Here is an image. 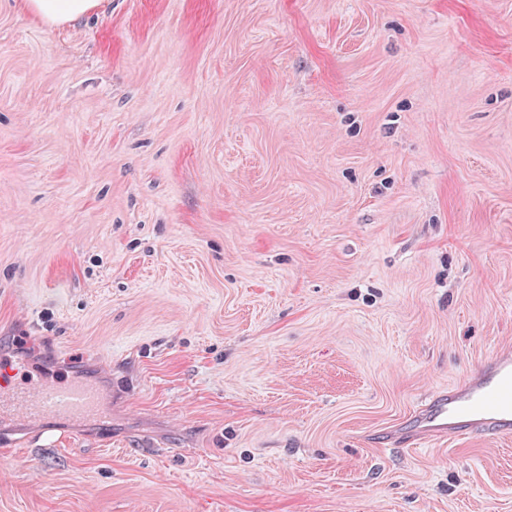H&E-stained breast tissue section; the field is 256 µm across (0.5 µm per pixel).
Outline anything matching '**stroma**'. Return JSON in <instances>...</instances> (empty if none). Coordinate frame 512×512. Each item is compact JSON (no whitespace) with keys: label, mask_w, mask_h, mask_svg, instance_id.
Here are the masks:
<instances>
[{"label":"stroma","mask_w":512,"mask_h":512,"mask_svg":"<svg viewBox=\"0 0 512 512\" xmlns=\"http://www.w3.org/2000/svg\"><path fill=\"white\" fill-rule=\"evenodd\" d=\"M512 349V0H0V512H512V436L380 447ZM102 0H20V6L44 26L56 27L93 12ZM0 380V427L19 422L53 424L96 421L107 427L112 414L102 389L85 376L64 380H23L10 375Z\"/></svg>","instance_id":"35a3bbf8"}]
</instances>
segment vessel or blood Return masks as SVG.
Masks as SVG:
<instances>
[{"label": "vessel or blood", "instance_id": "vessel-or-blood-1", "mask_svg": "<svg viewBox=\"0 0 512 512\" xmlns=\"http://www.w3.org/2000/svg\"><path fill=\"white\" fill-rule=\"evenodd\" d=\"M112 418L97 382L85 376L64 380L0 379V427L21 422L53 424ZM512 435V354L499 352L462 383L435 392L397 428L378 435L381 446H421L437 437Z\"/></svg>", "mask_w": 512, "mask_h": 512}]
</instances>
